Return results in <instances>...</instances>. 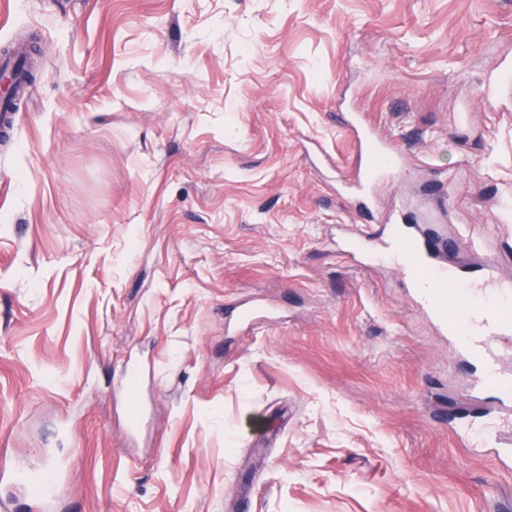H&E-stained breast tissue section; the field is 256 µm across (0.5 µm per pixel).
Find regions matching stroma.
<instances>
[{
	"instance_id": "stroma-1",
	"label": "stroma",
	"mask_w": 512,
	"mask_h": 512,
	"mask_svg": "<svg viewBox=\"0 0 512 512\" xmlns=\"http://www.w3.org/2000/svg\"><path fill=\"white\" fill-rule=\"evenodd\" d=\"M28 40L0 455L59 484L0 512H512L448 421L479 364L336 249L358 112L406 157L373 213L438 214L512 284V0H0V50ZM497 69L499 71V77L491 86L489 95L498 101L505 93L510 95L512 81V61L507 59L501 60L497 65Z\"/></svg>"
}]
</instances>
